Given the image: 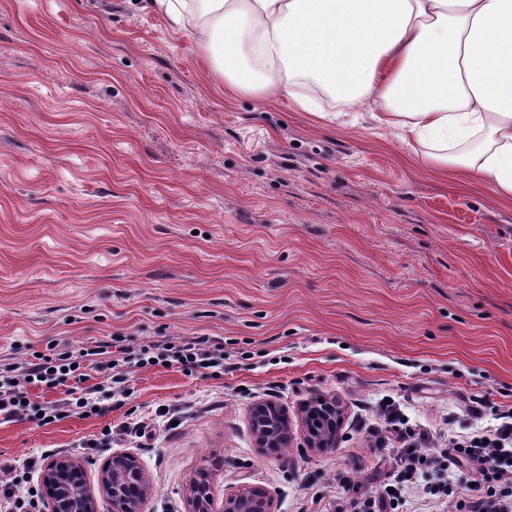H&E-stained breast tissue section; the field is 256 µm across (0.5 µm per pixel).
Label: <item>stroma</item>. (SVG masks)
<instances>
[{"instance_id":"1","label":"stroma","mask_w":512,"mask_h":512,"mask_svg":"<svg viewBox=\"0 0 512 512\" xmlns=\"http://www.w3.org/2000/svg\"><path fill=\"white\" fill-rule=\"evenodd\" d=\"M109 336L206 338L231 368H130L104 416L0 424V461L56 453L93 484L130 452L146 512H186L203 468L215 512L243 486L317 512L339 476L392 479L360 429L379 404L436 437L444 416L468 436L512 406V200L369 122L226 89L141 0H0V359ZM320 395L343 411L327 451L296 426ZM266 400L295 425L279 456L252 432ZM138 419L150 438L124 434ZM107 426L111 445L86 447Z\"/></svg>"}]
</instances>
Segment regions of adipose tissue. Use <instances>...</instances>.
Here are the masks:
<instances>
[{"label":"adipose tissue","mask_w":512,"mask_h":512,"mask_svg":"<svg viewBox=\"0 0 512 512\" xmlns=\"http://www.w3.org/2000/svg\"><path fill=\"white\" fill-rule=\"evenodd\" d=\"M225 85L312 83L420 163L512 199V0H154Z\"/></svg>","instance_id":"ef3b65f1"}]
</instances>
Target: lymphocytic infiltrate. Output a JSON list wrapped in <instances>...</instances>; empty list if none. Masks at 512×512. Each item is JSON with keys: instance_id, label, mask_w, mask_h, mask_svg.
I'll return each mask as SVG.
<instances>
[{"instance_id": "lymphocytic-infiltrate-1", "label": "lymphocytic infiltrate", "mask_w": 512, "mask_h": 512, "mask_svg": "<svg viewBox=\"0 0 512 512\" xmlns=\"http://www.w3.org/2000/svg\"><path fill=\"white\" fill-rule=\"evenodd\" d=\"M179 366L186 374L205 373L224 366V347L197 339L186 343H150L137 348L116 346L108 340L95 341L89 348L64 345L56 356H37L24 362L0 363V424H7L36 411L39 421H61L78 416H94L100 406L101 393H109L113 407L124 403L126 370L131 366L144 367L151 362ZM103 373L104 383L86 385L85 374L77 365ZM82 382L81 390H69L66 398L48 401L31 408L29 390L42 386L51 390L66 384L69 378ZM501 424L482 435L462 437L449 435L444 447L429 453L420 448L413 429L403 428V418L391 407L383 408V428L374 429L376 447H385L384 430L399 429L401 448L396 454L398 479L393 486H381L345 503L337 504L333 512H396L404 503L403 492L416 484L420 473L435 469L436 482L427 483L423 492L443 512H512V407L500 414ZM39 459H31L24 468L0 464V502L6 512H42L39 493L28 491L32 473ZM470 468L472 484L464 488L457 484L455 474Z\"/></svg>"}]
</instances>
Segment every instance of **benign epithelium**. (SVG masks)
Masks as SVG:
<instances>
[{"label":"benign epithelium","instance_id":"7a95c632","mask_svg":"<svg viewBox=\"0 0 512 512\" xmlns=\"http://www.w3.org/2000/svg\"><path fill=\"white\" fill-rule=\"evenodd\" d=\"M286 421L280 406L271 401L256 404L251 412V424L257 443L262 448L273 447L272 434ZM301 426L311 448L337 446L341 418L336 413V400L322 397L302 408ZM51 512H97V499L105 497L112 503V512H145L147 498L139 489L148 486L147 478L135 455L122 453L112 456L102 465L97 486L90 485L76 459L50 461L41 476ZM211 496L194 492L188 498V512H211ZM223 512H274L269 493L260 488L244 487L224 496Z\"/></svg>","mask_w":512,"mask_h":512}]
</instances>
